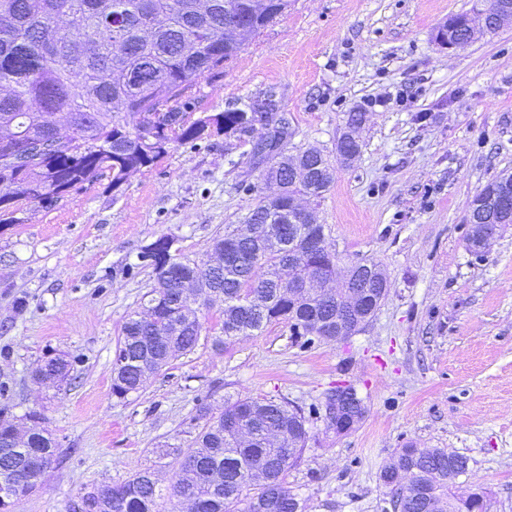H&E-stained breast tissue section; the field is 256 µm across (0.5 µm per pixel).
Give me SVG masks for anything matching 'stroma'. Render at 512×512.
<instances>
[{"instance_id":"35a3bbf8","label":"stroma","mask_w":512,"mask_h":512,"mask_svg":"<svg viewBox=\"0 0 512 512\" xmlns=\"http://www.w3.org/2000/svg\"><path fill=\"white\" fill-rule=\"evenodd\" d=\"M475 0H289L287 11L223 73L188 92L187 121L273 98L289 153L315 147L335 180L317 208L339 268L375 263L387 293L345 340L303 347L286 322L213 344L221 300L200 313L193 353L171 360L139 392L112 394L121 328L153 285L136 268L143 247L175 237L180 256L205 261L267 195L250 134L212 133L171 144L120 187L111 174L49 205L19 204L0 225V408L37 413L56 456L14 512H69L103 483L151 468L169 486L225 396L324 407L354 386L364 413L346 433L309 424L285 477L307 512H385L383 468L404 448L466 456L462 490L486 491L512 512V225L482 255L468 246L474 197L512 173V25L454 49L435 35ZM364 118L359 154L336 158L348 113ZM62 355L70 379L39 383L37 364Z\"/></svg>"}]
</instances>
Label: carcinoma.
<instances>
[{
	"label": "carcinoma",
	"instance_id": "cac0c4a2",
	"mask_svg": "<svg viewBox=\"0 0 512 512\" xmlns=\"http://www.w3.org/2000/svg\"><path fill=\"white\" fill-rule=\"evenodd\" d=\"M251 0H0V224H18L25 200L42 202L43 193L60 196L100 173H112V187L127 175L154 164L172 142L194 145L206 132L249 128L247 113L228 109L187 123L181 102L199 78L224 67L288 8V0H266L258 14ZM147 70L149 83L134 76ZM51 139L57 147L39 162L6 167L21 148ZM267 183L279 182L281 198L263 197L246 221L248 233L213 241L214 252L238 238V246L213 267L171 257L156 265V282L143 312L129 316L114 358L125 360L112 373V394L124 399L140 389L138 360L150 374L176 354L188 355L202 333L199 312L222 299L220 347L276 321L305 337L312 322L322 335H336V316L349 308L346 292L325 300L318 293L297 295L305 280L336 276V253L305 257L309 240L325 236V225L305 224L288 201L320 200L334 181V166L310 148L290 157L279 148L265 156ZM302 165L308 175L286 177ZM35 371L62 382L70 363L49 361ZM204 420L196 448L179 463L171 495L194 504V512H305L303 500L288 490L285 476L297 464L309 438L303 410L286 402L250 397L224 398V411ZM23 439L0 426V466L27 473L35 461L51 464L46 429L32 427ZM448 450L404 448L380 475L389 505L399 512H467L468 494L456 484ZM98 512H161L166 496L155 472L141 470L120 485H100Z\"/></svg>",
	"mask_w": 512,
	"mask_h": 512
}]
</instances>
